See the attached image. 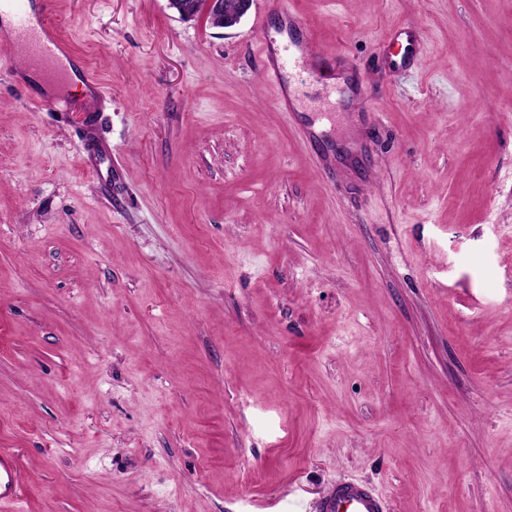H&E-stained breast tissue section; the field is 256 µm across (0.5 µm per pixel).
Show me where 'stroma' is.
<instances>
[{
    "instance_id": "stroma-1",
    "label": "stroma",
    "mask_w": 512,
    "mask_h": 512,
    "mask_svg": "<svg viewBox=\"0 0 512 512\" xmlns=\"http://www.w3.org/2000/svg\"><path fill=\"white\" fill-rule=\"evenodd\" d=\"M282 7L324 54L288 113L252 38ZM52 8L104 95L0 50L21 512H317L340 480L388 512H512V0H254L231 29ZM103 142L112 183L84 163ZM390 39L398 45V50L390 55V65L397 69L415 66L418 60V54L412 35L406 31L397 29L391 33ZM403 41H405L404 47ZM402 48L403 52H401Z\"/></svg>"
}]
</instances>
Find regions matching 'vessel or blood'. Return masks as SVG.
Here are the masks:
<instances>
[{"instance_id":"1","label":"vessel or blood","mask_w":512,"mask_h":512,"mask_svg":"<svg viewBox=\"0 0 512 512\" xmlns=\"http://www.w3.org/2000/svg\"><path fill=\"white\" fill-rule=\"evenodd\" d=\"M11 13L16 21L19 37L27 39L36 59L52 62L59 71H67L70 55L63 42L54 32L51 9H44L39 21H31L28 0H0V12ZM254 38L259 45L260 69L270 81H278L282 72L315 74L322 50L309 33L306 25L295 14H288L286 37L272 43L264 22H257ZM400 51L390 56V63L398 69L410 68L418 60L417 48L412 35L402 30L390 35ZM20 475L11 449L0 448V512H7L18 502ZM387 504L369 484L340 481L323 497L319 512H386Z\"/></svg>"}]
</instances>
